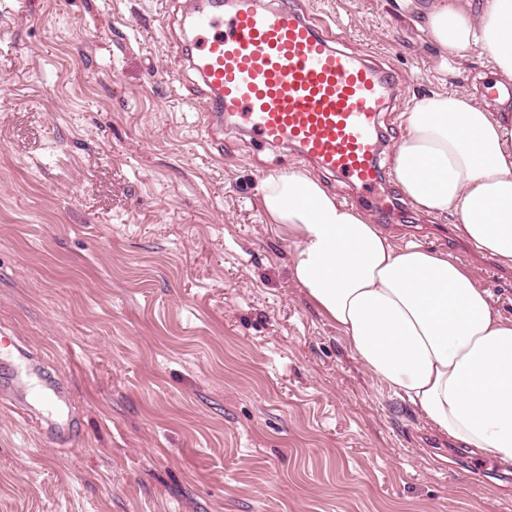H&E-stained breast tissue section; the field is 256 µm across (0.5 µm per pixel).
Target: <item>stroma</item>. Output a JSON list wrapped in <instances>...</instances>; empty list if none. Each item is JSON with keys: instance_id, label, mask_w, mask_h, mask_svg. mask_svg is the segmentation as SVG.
I'll use <instances>...</instances> for the list:
<instances>
[{"instance_id": "stroma-1", "label": "stroma", "mask_w": 512, "mask_h": 512, "mask_svg": "<svg viewBox=\"0 0 512 512\" xmlns=\"http://www.w3.org/2000/svg\"><path fill=\"white\" fill-rule=\"evenodd\" d=\"M391 70L385 153L415 98L498 77L420 27L432 0H296ZM183 0H0V335L75 425L0 379V512H512V465L435 432L310 303L258 194L303 170L456 258L512 317V268L385 171L369 195L189 106ZM512 111V99L503 105Z\"/></svg>"}]
</instances>
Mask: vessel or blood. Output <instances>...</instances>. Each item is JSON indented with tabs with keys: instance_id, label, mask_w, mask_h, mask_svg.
I'll list each match as a JSON object with an SVG mask.
<instances>
[{
	"instance_id": "obj_1",
	"label": "vessel or blood",
	"mask_w": 512,
	"mask_h": 512,
	"mask_svg": "<svg viewBox=\"0 0 512 512\" xmlns=\"http://www.w3.org/2000/svg\"><path fill=\"white\" fill-rule=\"evenodd\" d=\"M186 17L205 127L243 124L259 144L292 146L355 188L379 182L388 72L339 49L291 0H192Z\"/></svg>"
}]
</instances>
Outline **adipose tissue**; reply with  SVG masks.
I'll return each instance as SVG.
<instances>
[{"instance_id": "obj_1", "label": "adipose tissue", "mask_w": 512, "mask_h": 512, "mask_svg": "<svg viewBox=\"0 0 512 512\" xmlns=\"http://www.w3.org/2000/svg\"><path fill=\"white\" fill-rule=\"evenodd\" d=\"M423 27L455 59L486 52L512 82V0H433ZM393 175L417 211L452 214L475 249L512 266V116L469 91L415 100ZM261 208L294 245L293 278L358 360L436 431L512 464V318L458 260L395 244L304 171L268 175Z\"/></svg>"}]
</instances>
